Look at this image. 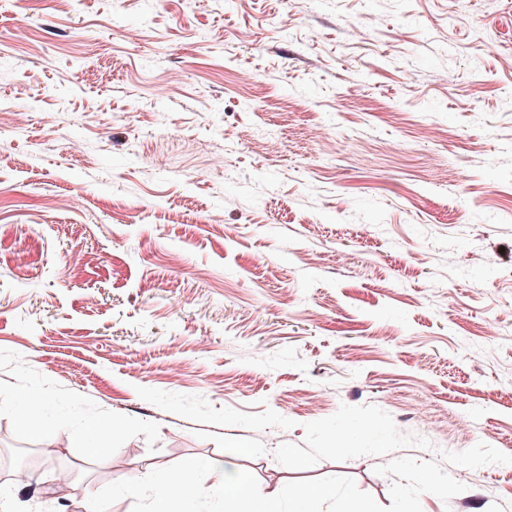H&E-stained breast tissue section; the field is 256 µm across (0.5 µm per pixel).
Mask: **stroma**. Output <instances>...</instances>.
Segmentation results:
<instances>
[{
  "mask_svg": "<svg viewBox=\"0 0 512 512\" xmlns=\"http://www.w3.org/2000/svg\"><path fill=\"white\" fill-rule=\"evenodd\" d=\"M1 101L5 512H512V0H0ZM197 475L210 481V488L224 493V512H272L261 510L267 501L261 488L242 477L231 459L202 468L188 465L164 471L150 512L191 511L187 507L195 498ZM328 499V491L317 485H301L293 493L289 512H325L322 507Z\"/></svg>",
  "mask_w": 512,
  "mask_h": 512,
  "instance_id": "1",
  "label": "stroma"
}]
</instances>
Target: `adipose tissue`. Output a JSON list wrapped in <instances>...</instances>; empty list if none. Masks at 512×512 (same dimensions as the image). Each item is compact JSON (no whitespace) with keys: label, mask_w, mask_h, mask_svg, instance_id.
Masks as SVG:
<instances>
[{"label":"adipose tissue","mask_w":512,"mask_h":512,"mask_svg":"<svg viewBox=\"0 0 512 512\" xmlns=\"http://www.w3.org/2000/svg\"><path fill=\"white\" fill-rule=\"evenodd\" d=\"M200 477L223 493L224 512H262L266 498L261 488L242 477L230 459L201 468L189 465L164 471L150 512H186L195 498L196 480Z\"/></svg>","instance_id":"1"}]
</instances>
